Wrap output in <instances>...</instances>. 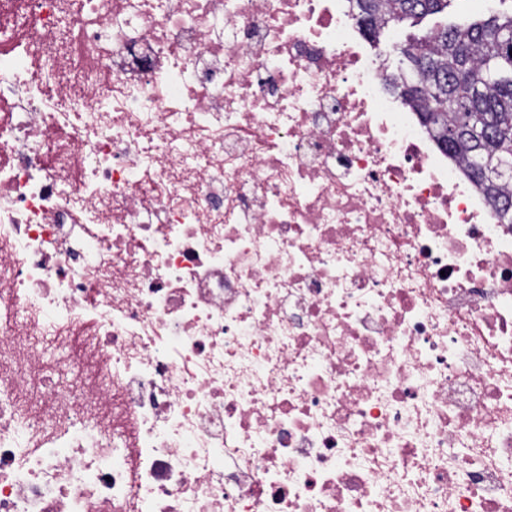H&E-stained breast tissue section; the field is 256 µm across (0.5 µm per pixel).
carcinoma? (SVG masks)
I'll return each mask as SVG.
<instances>
[{"label":"carcinoma","mask_w":512,"mask_h":512,"mask_svg":"<svg viewBox=\"0 0 512 512\" xmlns=\"http://www.w3.org/2000/svg\"><path fill=\"white\" fill-rule=\"evenodd\" d=\"M363 27L378 40L385 24H413L444 13L452 0H353ZM512 34V13H492L467 24L446 23L394 48L407 61L409 77L389 83L420 122L431 127L447 154L463 163L512 224L507 180L483 178L475 165L512 162V52L500 47Z\"/></svg>","instance_id":"carcinoma-1"}]
</instances>
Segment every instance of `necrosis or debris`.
<instances>
[{
  "label": "necrosis or debris",
  "instance_id": "necrosis-or-debris-1",
  "mask_svg": "<svg viewBox=\"0 0 512 512\" xmlns=\"http://www.w3.org/2000/svg\"><path fill=\"white\" fill-rule=\"evenodd\" d=\"M0 512H512V225L350 0H0Z\"/></svg>",
  "mask_w": 512,
  "mask_h": 512
}]
</instances>
